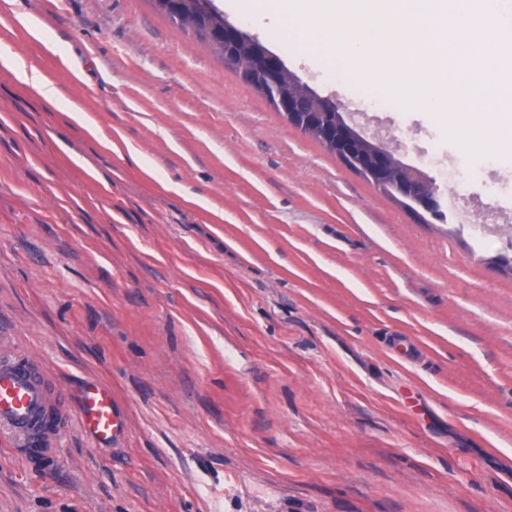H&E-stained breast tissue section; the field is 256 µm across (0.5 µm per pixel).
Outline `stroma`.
Listing matches in <instances>:
<instances>
[{
  "label": "stroma",
  "instance_id": "35a3bbf8",
  "mask_svg": "<svg viewBox=\"0 0 512 512\" xmlns=\"http://www.w3.org/2000/svg\"><path fill=\"white\" fill-rule=\"evenodd\" d=\"M225 18L408 131L405 163L433 139L470 162L433 113ZM1 46L62 106L0 68V355L99 379L127 431L69 423L48 458L0 432V512H512V238L468 231L482 183L422 222L149 0H0Z\"/></svg>",
  "mask_w": 512,
  "mask_h": 512
}]
</instances>
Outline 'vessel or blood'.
I'll use <instances>...</instances> for the list:
<instances>
[{"mask_svg":"<svg viewBox=\"0 0 512 512\" xmlns=\"http://www.w3.org/2000/svg\"><path fill=\"white\" fill-rule=\"evenodd\" d=\"M67 396L39 361L23 356L0 357V431L13 436L20 454L37 448L49 452L58 447L68 423ZM82 431L102 446L116 444L127 423L111 388L95 380H84L76 392Z\"/></svg>","mask_w":512,"mask_h":512,"instance_id":"1","label":"vessel or blood"}]
</instances>
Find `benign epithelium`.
Wrapping results in <instances>:
<instances>
[{"label":"benign epithelium","mask_w":512,"mask_h":512,"mask_svg":"<svg viewBox=\"0 0 512 512\" xmlns=\"http://www.w3.org/2000/svg\"><path fill=\"white\" fill-rule=\"evenodd\" d=\"M224 64L234 69L241 81L251 85L252 71H259L263 77V88L273 92L278 98L279 109L288 114V119L298 121L301 113L337 112L339 108L316 95L299 78L292 77L293 82L302 91L292 96L280 93L281 75L285 66L256 38H251V52L246 60L237 55L224 54ZM334 138L342 144L343 152L349 157L366 160L369 173L378 181L394 186L403 197L408 198L415 210L431 213L441 208L442 194L434 179L424 170L403 163L383 147H378L370 156L362 151V140L349 131L341 122L336 127L325 129L322 138Z\"/></svg>","instance_id":"7a95c632"}]
</instances>
